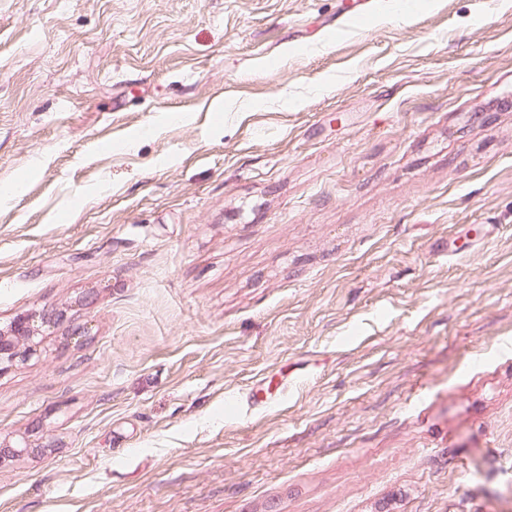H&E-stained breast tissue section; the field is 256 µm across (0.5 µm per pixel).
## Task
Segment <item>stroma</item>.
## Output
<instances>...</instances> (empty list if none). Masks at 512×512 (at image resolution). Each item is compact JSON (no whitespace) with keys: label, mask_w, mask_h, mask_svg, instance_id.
I'll return each mask as SVG.
<instances>
[{"label":"stroma","mask_w":512,"mask_h":512,"mask_svg":"<svg viewBox=\"0 0 512 512\" xmlns=\"http://www.w3.org/2000/svg\"><path fill=\"white\" fill-rule=\"evenodd\" d=\"M0 512H512V0H0ZM35 333L30 319L26 315L17 316L10 323L6 332L0 330V360L4 356L10 360L16 358L20 344H27L31 348L34 345Z\"/></svg>","instance_id":"stroma-1"}]
</instances>
